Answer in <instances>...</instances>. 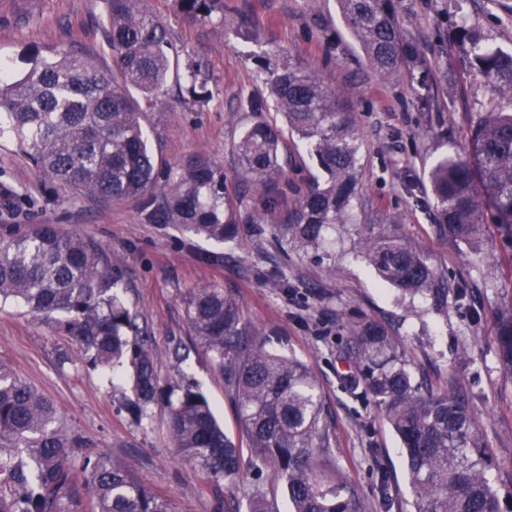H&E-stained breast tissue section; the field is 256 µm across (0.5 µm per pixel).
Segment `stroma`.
Masks as SVG:
<instances>
[{
	"label": "stroma",
	"instance_id": "35a3bbf8",
	"mask_svg": "<svg viewBox=\"0 0 512 512\" xmlns=\"http://www.w3.org/2000/svg\"><path fill=\"white\" fill-rule=\"evenodd\" d=\"M444 5L401 0L402 27L424 43L432 61L436 100L421 110L407 82L382 83L366 67L336 0H319L313 10L305 0H224L223 14L208 23L187 21L173 0H146L166 27L179 65L201 63L208 97L200 108L191 94H160L144 122L150 145L167 165L203 152L223 166L228 189L243 196L241 233L229 243L153 223L138 201H98L40 180L28 158L0 137V240L53 224L101 246L120 266V297L151 331L161 382L173 377V345L185 344V372L234 437L236 411L222 376L193 338L185 303L192 288H223L246 320L267 330L273 349L303 361L317 378L328 434L320 461L348 476L369 512H410L412 494L398 437L351 381L350 327L363 319L397 338L416 379L440 390L449 375L462 379L482 412L480 428L497 461L492 477L502 492H512V380L499 370L493 330L499 308L512 302V231L489 224L478 243H455L437 231L432 208L429 172L435 161L446 154L468 156L470 124L495 102L490 88L468 79ZM509 5L512 0H464L462 7L509 51ZM105 19L104 0H0V59L62 48L111 66L112 50L102 38ZM286 55L353 94L361 134V223L384 217L397 225L435 268L467 284L466 299H398L350 240L337 245L332 258L310 253L284 260L268 232L250 223L262 190L243 175L234 143L257 118L244 100L265 95L266 67ZM278 269L298 292L272 286L270 275ZM78 356L77 346L55 326L18 306L0 308V365L49 397L67 430L126 462L142 483L170 500L173 512H224L247 506L256 490H273L268 473L252 471L214 487L174 447L164 407H155L142 423L126 414L129 366L111 374L79 364Z\"/></svg>",
	"mask_w": 512,
	"mask_h": 512
}]
</instances>
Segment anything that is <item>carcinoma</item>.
<instances>
[{"instance_id": "obj_1", "label": "carcinoma", "mask_w": 512, "mask_h": 512, "mask_svg": "<svg viewBox=\"0 0 512 512\" xmlns=\"http://www.w3.org/2000/svg\"><path fill=\"white\" fill-rule=\"evenodd\" d=\"M201 23L224 9V0H174ZM346 27L367 67L382 81H405L414 99L430 105V64L424 48L399 22L400 0H337ZM102 36L113 65L100 69L74 50H32L0 61V136H9L38 177L79 195L114 201L138 199L148 217L178 224L219 243L239 234L241 197L228 191L224 168L196 153L177 167L159 163L143 126L153 98L175 78L196 93L202 68L174 69L172 44L144 0H106ZM455 37L464 47L469 75L489 87L497 103L478 113L469 129L477 167L442 156L431 168L436 227L453 242L472 243L487 224L483 200L496 223L512 227V52L489 43L479 23L461 14ZM281 121L245 125L235 149L241 166L264 190L254 224L270 225L284 255L307 254L330 238L357 237L362 259L378 276L411 298L466 295L448 283L404 237L385 227L355 228L352 201L359 194L360 135L346 88L285 61L265 81ZM302 146L317 173L303 192L288 198L280 147ZM120 268L85 236L51 224L0 242V307L15 305L54 323L83 352L82 361L133 368L129 416L140 422L156 405L168 410L179 453L215 482L241 477L244 463L270 473L291 512H368L344 476L325 480L320 387L299 360L268 346V333L247 321L234 298L215 285L189 291L187 317L201 347L224 378L234 403L239 439L218 425L206 396L187 379L180 345L171 350L176 370L161 384L151 336L117 293ZM498 362L512 377V303L495 317ZM354 380L380 408L399 437L412 489L413 512H512L501 495L496 467L471 395L458 380L443 391L416 380L402 349L372 320L351 326ZM248 459H243L244 453ZM0 512H172L168 499L142 485L61 425L54 402L0 366ZM248 512H276L268 493L256 491Z\"/></svg>"}]
</instances>
